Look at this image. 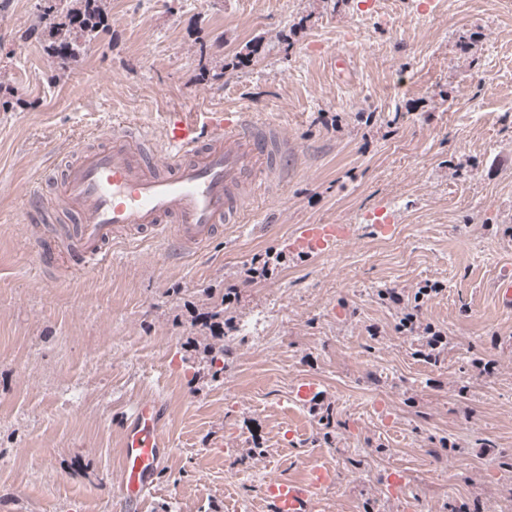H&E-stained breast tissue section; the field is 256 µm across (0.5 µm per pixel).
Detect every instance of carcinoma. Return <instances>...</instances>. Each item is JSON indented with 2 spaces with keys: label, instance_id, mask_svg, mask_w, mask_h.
I'll return each mask as SVG.
<instances>
[{
  "label": "carcinoma",
  "instance_id": "obj_1",
  "mask_svg": "<svg viewBox=\"0 0 512 512\" xmlns=\"http://www.w3.org/2000/svg\"><path fill=\"white\" fill-rule=\"evenodd\" d=\"M53 53L66 65L82 43L91 42L106 27L102 0H45Z\"/></svg>",
  "mask_w": 512,
  "mask_h": 512
}]
</instances>
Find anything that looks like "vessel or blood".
Listing matches in <instances>:
<instances>
[{
	"mask_svg": "<svg viewBox=\"0 0 512 512\" xmlns=\"http://www.w3.org/2000/svg\"><path fill=\"white\" fill-rule=\"evenodd\" d=\"M160 156L147 154L149 131L135 123L115 125L102 146L77 144L61 171L57 198L34 191L29 214L59 206L74 216L71 249L85 270L111 262L114 243L139 237L174 239L178 247L206 246L222 225L241 223L248 201L264 196L269 174L282 169L288 144L276 127L249 113H208L198 124L189 113H165ZM336 244L332 224H306L289 248L322 254ZM43 270H55L62 258L51 241L35 238ZM160 407L141 402L121 443L120 512H139L155 474L167 460L160 430ZM335 467L316 463L301 476L269 479L262 488L267 512H314L316 500L334 487Z\"/></svg>",
	"mask_w": 512,
	"mask_h": 512,
	"instance_id": "obj_1",
	"label": "vessel or blood"
}]
</instances>
